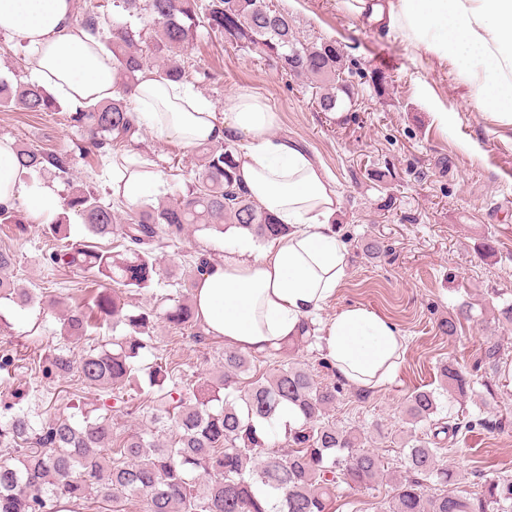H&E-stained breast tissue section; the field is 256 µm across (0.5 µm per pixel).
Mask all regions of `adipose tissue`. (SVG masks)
I'll use <instances>...</instances> for the list:
<instances>
[{
    "instance_id": "adipose-tissue-1",
    "label": "adipose tissue",
    "mask_w": 512,
    "mask_h": 512,
    "mask_svg": "<svg viewBox=\"0 0 512 512\" xmlns=\"http://www.w3.org/2000/svg\"><path fill=\"white\" fill-rule=\"evenodd\" d=\"M373 25L398 34L415 51L452 60L473 85L483 110L512 126V0H342ZM73 0H0V32L28 51L36 82L59 100L91 105L113 95L112 55L73 22ZM141 125L156 139L185 148L229 140L241 183L254 203L288 231L269 247L235 230L220 262L210 263L193 290L197 318L226 348L262 352L295 336L344 284L349 263L335 230L342 195L321 161L280 136L282 117L265 98L238 89L222 111L185 82L139 74L134 95ZM157 171L112 166V193L130 203L158 190ZM24 201L35 223L58 212L53 186L28 177L14 143L0 138V203ZM319 319V318H318ZM322 321V320H321ZM326 358L348 384L374 388L389 380L405 347L393 322L356 304L322 321Z\"/></svg>"
}]
</instances>
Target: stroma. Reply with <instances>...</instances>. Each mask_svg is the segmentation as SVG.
<instances>
[{"label":"stroma","instance_id":"obj_1","mask_svg":"<svg viewBox=\"0 0 512 512\" xmlns=\"http://www.w3.org/2000/svg\"><path fill=\"white\" fill-rule=\"evenodd\" d=\"M272 2L288 12L300 40L337 41L353 71L340 115L315 108L306 79L239 51L220 34L199 30L181 58L193 72L194 88L215 110H222L225 95L238 88L264 95L283 116L281 134L306 145L336 178L343 194L336 229L350 272L320 316L328 318L349 305L365 306L392 320L406 338V349L390 380L363 393L348 388L333 417L344 426L367 427L369 448L395 468L405 399L415 387L437 386L441 361L474 365L484 338L494 337L508 357L498 380L512 385V325L498 320L504 302H512V127L501 126L477 106L470 84L452 62L413 53L396 34L346 12L339 0ZM376 72L388 78L385 93H378L371 81ZM69 110L63 103L54 112H0V137L38 149L71 150L81 135L67 121ZM440 112L447 113V122L437 120ZM133 141L163 175V187L152 202L184 190L197 162L196 148L160 142L144 127ZM108 164V158L93 155L79 161L70 180H55L58 197L66 196L72 181L108 195ZM374 238L389 248L377 259L364 250ZM55 245L38 226L21 236L13 225L0 224V249L17 255L10 278L71 305L89 280L44 264V254ZM193 252L223 260V234L189 227L164 257L165 274L148 289L124 288L126 302L145 305L155 296L175 293L184 283L185 257ZM465 301L472 307L471 318L463 321L456 337L443 335L438 322ZM0 312L10 324L8 339L16 343L35 325L48 336L61 331L55 314L35 307L23 309L5 299ZM156 334L160 348L184 373L217 374L223 339L198 344L165 326ZM12 388L23 393L22 407L42 420L55 409L35 401L37 391L70 397L86 412L106 399L77 379L53 380L26 369L15 372ZM465 411L480 423L460 436L465 454L448 457L465 475L458 486L462 494L474 491L476 476L512 474V405L489 398L480 386Z\"/></svg>","mask_w":512,"mask_h":512}]
</instances>
